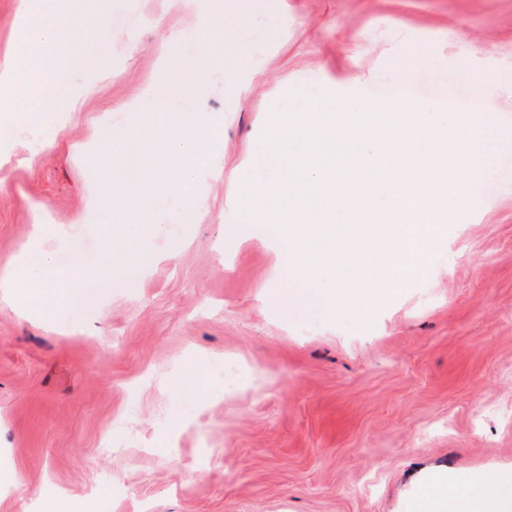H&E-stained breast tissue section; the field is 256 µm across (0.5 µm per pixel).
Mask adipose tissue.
Segmentation results:
<instances>
[{"label": "adipose tissue", "instance_id": "1", "mask_svg": "<svg viewBox=\"0 0 512 512\" xmlns=\"http://www.w3.org/2000/svg\"><path fill=\"white\" fill-rule=\"evenodd\" d=\"M154 136L156 149L152 157L160 192L166 196L171 212L178 213L199 206L197 171L210 163L224 136V126L204 112H193L169 119L159 126L155 113L146 112L131 132L132 138ZM140 180L137 170H126L110 182L102 197L105 209L123 216L125 222L140 221L151 209L150 196L136 191ZM7 288L24 289L37 307H57L65 289L61 282L44 273L34 279L23 274L12 276ZM512 495V464L498 469L495 479L480 472L470 473L465 483L449 485L447 480L425 484L417 499L416 512H500Z\"/></svg>", "mask_w": 512, "mask_h": 512}]
</instances>
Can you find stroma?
<instances>
[{
	"instance_id": "obj_1",
	"label": "stroma",
	"mask_w": 512,
	"mask_h": 512,
	"mask_svg": "<svg viewBox=\"0 0 512 512\" xmlns=\"http://www.w3.org/2000/svg\"><path fill=\"white\" fill-rule=\"evenodd\" d=\"M233 2L243 26L212 30L223 66L171 76L166 46L200 50L196 11L112 0L87 35L111 65L97 96L51 147L0 140V282L45 266L72 282L50 313L0 291V512L50 493L85 512H411L422 473L512 462V0H267L288 25L261 31ZM407 52L444 121L494 117L499 155L424 272L365 317L294 277L271 233L226 237L228 180L288 111L383 92ZM177 100L224 124L204 206L113 225L93 145ZM228 356L244 364L229 395Z\"/></svg>"
}]
</instances>
